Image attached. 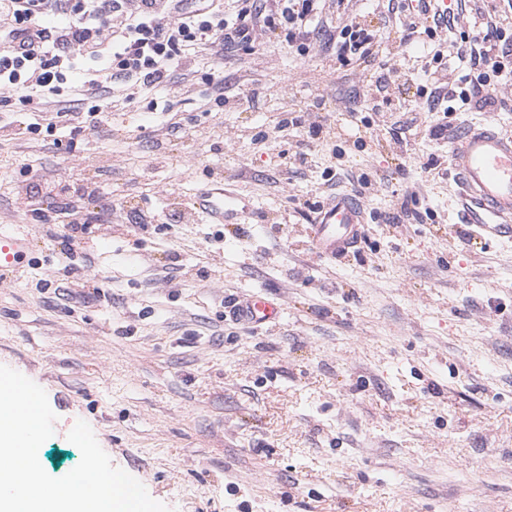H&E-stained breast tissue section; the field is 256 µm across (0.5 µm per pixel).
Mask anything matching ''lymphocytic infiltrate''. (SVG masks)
<instances>
[{"label": "lymphocytic infiltrate", "instance_id": "lymphocytic-infiltrate-1", "mask_svg": "<svg viewBox=\"0 0 512 512\" xmlns=\"http://www.w3.org/2000/svg\"><path fill=\"white\" fill-rule=\"evenodd\" d=\"M0 0V107L11 101L46 106L63 93L80 92L88 109L62 108L48 128H81L98 120L104 84L118 80L126 99L166 87L198 49L224 58L238 50L255 52L278 22L288 27V44L307 54L322 34L327 0ZM512 9L497 12L455 43L458 63L475 76L461 90L435 95L431 111L449 112L453 102L486 112L501 102L491 77L512 76ZM378 34L349 21L333 38L337 60L367 63Z\"/></svg>", "mask_w": 512, "mask_h": 512}]
</instances>
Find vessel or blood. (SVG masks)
<instances>
[{"instance_id": "vessel-or-blood-1", "label": "vessel or blood", "mask_w": 512, "mask_h": 512, "mask_svg": "<svg viewBox=\"0 0 512 512\" xmlns=\"http://www.w3.org/2000/svg\"><path fill=\"white\" fill-rule=\"evenodd\" d=\"M450 158L462 198L476 219L478 238L485 243L512 242V133L495 123L466 126L450 145ZM364 234L359 207L340 197L323 208L309 229L313 251L322 257L347 258ZM32 249L29 233H0V272L23 268ZM240 320L261 327L276 323L280 301L253 297L239 301Z\"/></svg>"}]
</instances>
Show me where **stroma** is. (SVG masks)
I'll return each mask as SVG.
<instances>
[{
	"instance_id": "1",
	"label": "stroma",
	"mask_w": 512,
	"mask_h": 512,
	"mask_svg": "<svg viewBox=\"0 0 512 512\" xmlns=\"http://www.w3.org/2000/svg\"><path fill=\"white\" fill-rule=\"evenodd\" d=\"M503 6L465 0L430 37L388 0H350L381 34L359 66L299 56L282 25L256 53L198 54L178 87L111 103L96 127L32 133L36 105L0 111V232L33 238L24 273L0 281V365L48 395L50 476L79 464L82 420L170 512H512V245L458 238L427 99L467 70L424 72ZM289 112L322 116L321 138L280 128ZM362 173L386 178L361 201L365 239L315 255L300 201L350 194ZM219 182L249 208L228 228L194 206ZM64 185L92 188L80 205L101 213L72 250ZM407 191L431 217L383 223ZM255 294L284 301L276 324L236 320Z\"/></svg>"
}]
</instances>
